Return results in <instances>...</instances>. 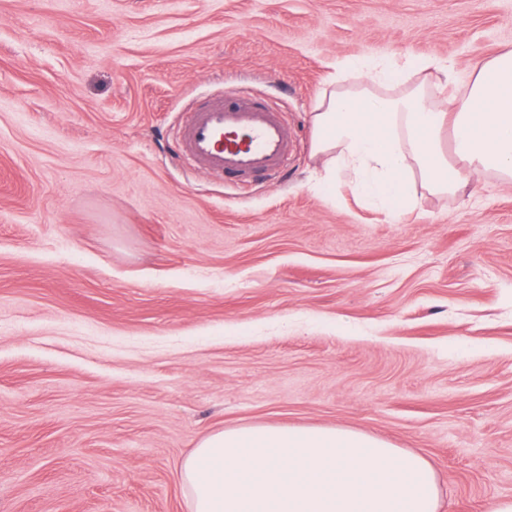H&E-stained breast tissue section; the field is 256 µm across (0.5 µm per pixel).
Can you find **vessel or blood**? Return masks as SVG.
Returning <instances> with one entry per match:
<instances>
[{"label":"vessel or blood","mask_w":512,"mask_h":512,"mask_svg":"<svg viewBox=\"0 0 512 512\" xmlns=\"http://www.w3.org/2000/svg\"><path fill=\"white\" fill-rule=\"evenodd\" d=\"M179 148L199 170L246 182L276 175L288 163L293 140L279 114L263 102L222 95L191 112Z\"/></svg>","instance_id":"vessel-or-blood-1"}]
</instances>
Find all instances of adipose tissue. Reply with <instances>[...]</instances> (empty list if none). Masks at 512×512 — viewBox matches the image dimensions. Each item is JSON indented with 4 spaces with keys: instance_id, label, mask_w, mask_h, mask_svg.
Segmentation results:
<instances>
[{
    "instance_id": "1",
    "label": "adipose tissue",
    "mask_w": 512,
    "mask_h": 512,
    "mask_svg": "<svg viewBox=\"0 0 512 512\" xmlns=\"http://www.w3.org/2000/svg\"><path fill=\"white\" fill-rule=\"evenodd\" d=\"M433 67L353 58L310 114L312 157L328 176L351 171L364 201L388 214L412 205L416 179L451 196L491 174L512 181V50L474 72L450 111L405 76ZM437 70L441 87L454 85L452 67ZM181 481L191 512H438L440 503L422 454L336 428L213 432L184 460Z\"/></svg>"
}]
</instances>
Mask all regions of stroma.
Here are the masks:
<instances>
[{
    "mask_svg": "<svg viewBox=\"0 0 512 512\" xmlns=\"http://www.w3.org/2000/svg\"><path fill=\"white\" fill-rule=\"evenodd\" d=\"M512 49V0H0V512H190L185 457L250 425L422 453L439 512L512 499V182L412 210L321 191L338 65ZM294 137L243 188L175 148L194 103Z\"/></svg>",
    "mask_w": 512,
    "mask_h": 512,
    "instance_id": "1",
    "label": "stroma"
}]
</instances>
